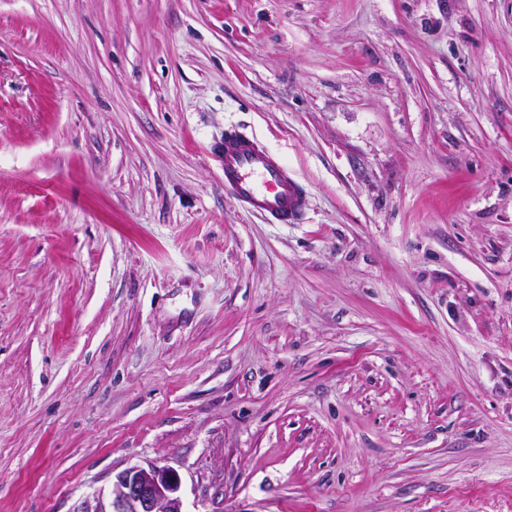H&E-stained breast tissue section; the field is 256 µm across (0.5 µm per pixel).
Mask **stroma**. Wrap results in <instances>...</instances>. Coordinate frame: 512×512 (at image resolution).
<instances>
[{
	"mask_svg": "<svg viewBox=\"0 0 512 512\" xmlns=\"http://www.w3.org/2000/svg\"><path fill=\"white\" fill-rule=\"evenodd\" d=\"M235 126L309 193L224 194ZM512 512V0H0V512ZM179 486L178 474L168 466H130L112 477L109 489L83 496L72 512H187Z\"/></svg>",
	"mask_w": 512,
	"mask_h": 512,
	"instance_id": "35a3bbf8",
	"label": "stroma"
}]
</instances>
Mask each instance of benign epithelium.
<instances>
[{"label": "benign epithelium", "mask_w": 512, "mask_h": 512, "mask_svg": "<svg viewBox=\"0 0 512 512\" xmlns=\"http://www.w3.org/2000/svg\"><path fill=\"white\" fill-rule=\"evenodd\" d=\"M179 476L168 466H130L109 489L83 496L72 512H187L178 495Z\"/></svg>", "instance_id": "1"}]
</instances>
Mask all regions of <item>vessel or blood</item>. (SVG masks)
<instances>
[{"instance_id":"b4317fda","label":"vessel or blood","mask_w":512,"mask_h":512,"mask_svg":"<svg viewBox=\"0 0 512 512\" xmlns=\"http://www.w3.org/2000/svg\"><path fill=\"white\" fill-rule=\"evenodd\" d=\"M224 193L273 224H295L308 206L306 192L279 155L256 137L228 127L221 145Z\"/></svg>"}]
</instances>
